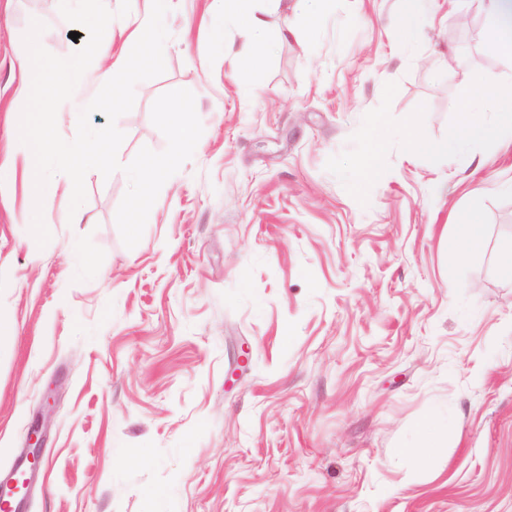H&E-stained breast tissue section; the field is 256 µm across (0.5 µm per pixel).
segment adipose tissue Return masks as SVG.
<instances>
[{"label":"adipose tissue","instance_id":"adipose-tissue-1","mask_svg":"<svg viewBox=\"0 0 512 512\" xmlns=\"http://www.w3.org/2000/svg\"><path fill=\"white\" fill-rule=\"evenodd\" d=\"M256 0H224L223 7L213 8L208 27L214 42L224 40V28L235 22L245 28L249 40L243 41L235 52L237 62L245 67L257 66L260 58L257 45L263 39L266 21L255 6ZM489 26V48L512 62V0H481ZM451 108L462 116L460 124L447 141L418 143L419 151L445 154L464 145L498 136L512 142V87L504 86L495 75H487L467 99L452 102ZM458 230L444 243L449 261L459 262L479 250L483 244L484 226L477 212L469 211L457 218Z\"/></svg>","mask_w":512,"mask_h":512}]
</instances>
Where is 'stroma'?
I'll return each mask as SVG.
<instances>
[{
	"instance_id": "stroma-1",
	"label": "stroma",
	"mask_w": 512,
	"mask_h": 512,
	"mask_svg": "<svg viewBox=\"0 0 512 512\" xmlns=\"http://www.w3.org/2000/svg\"><path fill=\"white\" fill-rule=\"evenodd\" d=\"M212 4L172 0L165 71L117 121L123 164L165 149L151 107L170 86L203 126L134 248L123 172L86 176L89 223H65L66 190L44 201L42 248L23 178L0 188V471L53 384L26 512H512V146L415 147L447 140L485 75L512 83L479 5L427 0L404 45L402 0H327L310 42L260 0L253 72L235 26L213 45ZM34 19L50 51L73 30L58 0H0V160L22 157ZM463 209L485 241L452 265ZM429 418L444 447L421 456Z\"/></svg>"
}]
</instances>
